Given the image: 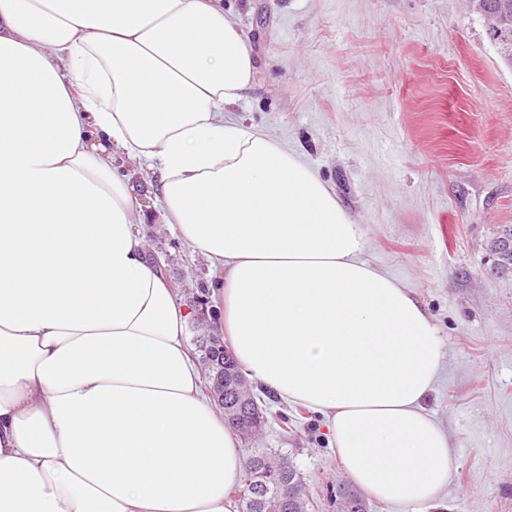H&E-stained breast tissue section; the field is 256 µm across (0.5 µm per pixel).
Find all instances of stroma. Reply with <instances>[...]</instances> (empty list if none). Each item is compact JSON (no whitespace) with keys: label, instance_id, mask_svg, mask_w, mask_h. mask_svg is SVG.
Here are the masks:
<instances>
[{"label":"stroma","instance_id":"35a3bbf8","mask_svg":"<svg viewBox=\"0 0 512 512\" xmlns=\"http://www.w3.org/2000/svg\"><path fill=\"white\" fill-rule=\"evenodd\" d=\"M258 60L235 120L297 152L362 224L365 258L438 325L445 371L428 411L458 467L439 500L370 512H512V269L491 249L512 229V66L466 0H224ZM157 175L134 176L138 231L195 312L216 272L170 225ZM311 512H336L343 475L323 418L271 398Z\"/></svg>","mask_w":512,"mask_h":512}]
</instances>
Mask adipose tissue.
<instances>
[{
  "mask_svg": "<svg viewBox=\"0 0 512 512\" xmlns=\"http://www.w3.org/2000/svg\"><path fill=\"white\" fill-rule=\"evenodd\" d=\"M256 71L224 0H0V512H240V437L124 161L159 172L163 223L221 271L240 366L325 417L348 479L447 489L439 330L297 153L225 121Z\"/></svg>",
  "mask_w": 512,
  "mask_h": 512,
  "instance_id": "1",
  "label": "adipose tissue"
}]
</instances>
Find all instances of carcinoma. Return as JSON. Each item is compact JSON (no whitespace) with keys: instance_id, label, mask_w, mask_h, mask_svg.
Here are the masks:
<instances>
[{"instance_id":"cac0c4a2","label":"carcinoma","mask_w":512,"mask_h":512,"mask_svg":"<svg viewBox=\"0 0 512 512\" xmlns=\"http://www.w3.org/2000/svg\"><path fill=\"white\" fill-rule=\"evenodd\" d=\"M484 2L488 5V9L482 13V16L487 21L489 36L495 41L503 59L512 64V40L508 42L499 40L495 28V25H501L505 20L512 24V8L509 9L507 19L504 20L498 16V7L504 3V0H484ZM199 348V365L205 377L213 376L217 372L236 379L243 375L242 368L224 347L220 337L214 335L200 337ZM247 392L251 399L252 420L249 430L238 429L244 439L248 440L259 434L271 420L277 422L281 429H288V415L278 413L275 418H269L267 409L254 387H247ZM255 478L279 489L286 500L285 506L277 510L266 504L263 496L254 491L253 479ZM231 493L241 502L242 512H308L311 504L304 479L300 478V474L288 457L270 448L258 451L247 458L243 479L240 485L231 490ZM339 497L341 512H368V505L360 493L343 489L339 491Z\"/></svg>"}]
</instances>
